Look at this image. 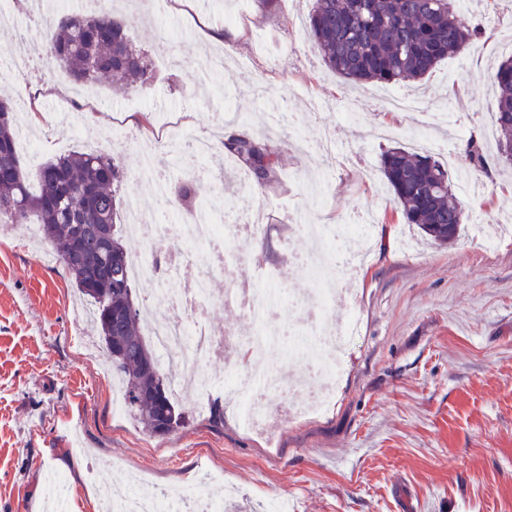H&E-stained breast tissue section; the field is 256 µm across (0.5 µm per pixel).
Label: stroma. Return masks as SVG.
<instances>
[{"mask_svg": "<svg viewBox=\"0 0 512 512\" xmlns=\"http://www.w3.org/2000/svg\"><path fill=\"white\" fill-rule=\"evenodd\" d=\"M314 0H283L264 13L252 0H114L143 55L148 81L128 91L96 89L86 124L108 130L148 112L154 125L184 118V133L206 130L230 110L225 126L269 138L282 158L279 183L240 194L242 171L216 162L199 179L202 194L222 187L228 200L267 211L260 240H240L241 262L215 277L252 282L275 271L283 294L309 288L307 274L288 261L289 213L308 224L361 220L371 238L363 265L328 272L336 299L332 316L357 319L341 355L342 374L328 406L314 414L277 410L264 431L243 429L224 387L179 405L186 423L149 435L128 411L117 410L112 371L102 342L81 311L68 272L44 264L20 225L0 229V512H45V484L62 474L71 512H101L111 471L143 474L141 490L193 484L201 471L236 488V512H512V166L499 160L488 79L492 60L512 55V0H479L483 33L441 61L424 79L423 101L452 124L433 128L411 113L381 104L388 87L353 88L323 64L303 20ZM248 9L245 23L226 12ZM229 39L212 45L203 28ZM226 53L229 79L215 90L195 76L213 54ZM33 93L40 116L30 126L43 159L97 149L132 160L139 143L117 145L66 138L56 124L76 86L45 62L0 66V96ZM287 104L296 125H266L268 100ZM487 161L482 189L470 193L464 164L467 137ZM426 139L448 168L466 213L458 238L427 241L406 224L380 172L382 154L413 150ZM224 406V425L209 410Z\"/></svg>", "mask_w": 512, "mask_h": 512, "instance_id": "35a3bbf8", "label": "stroma"}]
</instances>
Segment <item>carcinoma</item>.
Returning a JSON list of instances; mask_svg holds the SVG:
<instances>
[{
    "instance_id": "carcinoma-1",
    "label": "carcinoma",
    "mask_w": 512,
    "mask_h": 512,
    "mask_svg": "<svg viewBox=\"0 0 512 512\" xmlns=\"http://www.w3.org/2000/svg\"><path fill=\"white\" fill-rule=\"evenodd\" d=\"M458 2L316 0L306 27L324 64L344 80L413 83L480 34L477 26L463 21ZM39 37L46 58L77 84L106 83L121 91L148 81L126 23L110 7L62 15L47 22ZM492 80L498 91L497 154L512 165V56L500 61ZM16 112L13 99L0 97V222L40 226L41 239L71 274L77 292L94 303L93 324L112 373L122 381L128 410L148 433L168 435L185 416L143 334L141 307L128 274L131 253L121 224V191L131 170L121 157L78 150L34 171L25 169L16 148ZM221 148L246 172L252 190L279 183L281 158L266 139L228 132ZM381 172L407 223L438 245L456 238L468 214L441 162L394 147L382 155ZM206 200L191 173L174 186L173 204L189 213Z\"/></svg>"
}]
</instances>
